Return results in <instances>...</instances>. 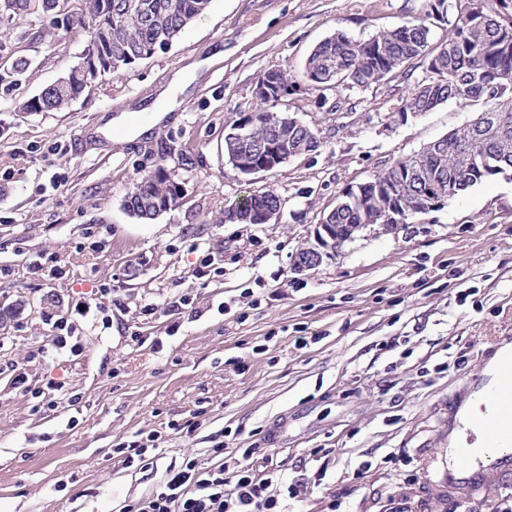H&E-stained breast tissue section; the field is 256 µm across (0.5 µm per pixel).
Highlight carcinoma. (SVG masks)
I'll return each instance as SVG.
<instances>
[{"mask_svg": "<svg viewBox=\"0 0 512 512\" xmlns=\"http://www.w3.org/2000/svg\"><path fill=\"white\" fill-rule=\"evenodd\" d=\"M60 0H0V26L23 15L53 14ZM76 19L67 16L61 26H79L86 44L101 58H112L117 70L166 49L188 25L205 14L211 0H79ZM445 27V39L430 44V26ZM421 57L429 77L403 100L404 116H417L455 100L467 106L481 102L486 112L505 116L499 126L486 129L461 127L435 140L421 151L398 160L365 183L346 192L329 218L338 224H380L389 206L398 205L405 219L422 211L416 201L425 183L448 182V199L489 178L512 172V0H423L420 16L403 25L375 33L361 41L342 33L321 42L305 62L303 79L308 89L353 84L360 87L387 81L404 63ZM279 95L295 86L286 69H275ZM87 88L82 72L70 69L65 81L48 86L29 99L27 112L67 109ZM266 98L255 101L246 118L224 134V157L232 169L239 161L279 130L297 145L314 150L317 134L308 125L282 112L265 108ZM180 199L179 184L158 166L137 181L125 197L128 212L142 220H153L172 209ZM250 211L240 224H257L277 207L279 196L272 190L247 199Z\"/></svg>", "mask_w": 512, "mask_h": 512, "instance_id": "obj_1", "label": "carcinoma"}]
</instances>
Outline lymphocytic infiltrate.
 I'll list each match as a JSON object with an SVG mask.
<instances>
[{"instance_id":"f902f5d3","label":"lymphocytic infiltrate","mask_w":512,"mask_h":512,"mask_svg":"<svg viewBox=\"0 0 512 512\" xmlns=\"http://www.w3.org/2000/svg\"><path fill=\"white\" fill-rule=\"evenodd\" d=\"M211 464L197 457L166 469L150 493L132 501L124 512H289L295 489L285 481L277 463L254 469L253 449L224 461L222 444L209 448Z\"/></svg>"}]
</instances>
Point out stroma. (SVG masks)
<instances>
[{
  "label": "stroma",
  "mask_w": 512,
  "mask_h": 512,
  "mask_svg": "<svg viewBox=\"0 0 512 512\" xmlns=\"http://www.w3.org/2000/svg\"><path fill=\"white\" fill-rule=\"evenodd\" d=\"M421 6L212 0L166 50L107 73L61 112L23 105L78 62L84 34L41 13L0 29V512H122L218 434L225 453L250 448L280 465L298 492L292 512L512 505L511 472L486 469L480 492L446 483L455 412L512 341V172L398 229L373 226L314 270L291 269L343 193L463 127L474 108L450 100L400 120L427 75L416 58L379 85L300 87L271 103L317 131L316 150L248 177L224 157V131L251 112L266 70L301 75L333 33L365 40ZM178 73L190 80L176 110L131 137ZM160 165L181 199L137 219L124 198ZM269 188L276 221H225L229 205ZM44 253L63 279L31 274ZM100 284L112 289L109 324L81 318L80 354L43 352L54 322ZM177 295L189 305L166 313ZM17 368L30 392L13 387ZM50 377L78 403L34 398ZM199 411L192 435L170 430ZM140 433L158 436L159 460L126 468L112 450Z\"/></svg>",
  "instance_id": "obj_1"
}]
</instances>
